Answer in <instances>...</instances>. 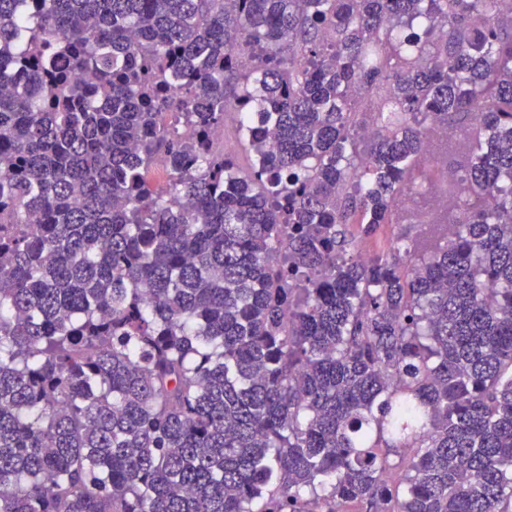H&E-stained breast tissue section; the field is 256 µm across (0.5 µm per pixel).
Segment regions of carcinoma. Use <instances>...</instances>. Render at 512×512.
Returning <instances> with one entry per match:
<instances>
[{
  "label": "carcinoma",
  "instance_id": "1",
  "mask_svg": "<svg viewBox=\"0 0 512 512\" xmlns=\"http://www.w3.org/2000/svg\"><path fill=\"white\" fill-rule=\"evenodd\" d=\"M0 512H512V9L0 0ZM420 226L416 224H393L384 229L378 240H370L364 243V249L372 252L384 251L388 247V242L395 233L400 231H407L411 234H415L419 230Z\"/></svg>",
  "mask_w": 512,
  "mask_h": 512
}]
</instances>
